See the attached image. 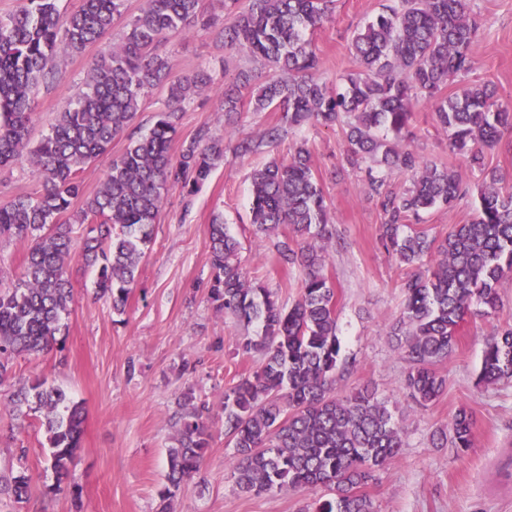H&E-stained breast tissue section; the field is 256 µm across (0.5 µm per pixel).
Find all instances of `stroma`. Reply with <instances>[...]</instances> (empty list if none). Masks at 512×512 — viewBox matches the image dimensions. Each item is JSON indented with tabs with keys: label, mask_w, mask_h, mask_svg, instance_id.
I'll list each match as a JSON object with an SVG mask.
<instances>
[{
	"label": "stroma",
	"mask_w": 512,
	"mask_h": 512,
	"mask_svg": "<svg viewBox=\"0 0 512 512\" xmlns=\"http://www.w3.org/2000/svg\"><path fill=\"white\" fill-rule=\"evenodd\" d=\"M383 3L337 0L331 21L314 33L328 87L356 68L352 39ZM471 6L481 28L472 48L476 68L467 80L492 83L499 101L512 104V0H471ZM201 10L214 18V26L173 33L165 44L171 79L200 72L211 77L209 90L186 104L172 148L180 150L182 142L205 129L221 140L224 159L194 193L175 188L165 196L124 313L114 312L109 300L96 295L90 268L78 260L71 263L73 301L63 351L18 355L11 366L15 382L44 379L83 403L86 421L74 469L82 506L74 508L65 493L45 494L53 478L44 471L48 447L39 418L30 416L28 428L13 435L10 416L0 406V473L22 466L32 478L30 500L1 497L0 512H158L166 450L175 444L174 415L189 390L212 408V440L200 472L173 499L172 512H310L320 490L256 496L240 493L233 483L234 450L224 438V391L258 366V354L238 347L256 329L216 310L208 297L213 277L208 226L219 214L240 243L239 259L249 278L274 291L280 304L291 305L297 298V274L282 269L273 238L256 234L247 214L252 170L270 159L289 157L303 139L313 152L332 229L342 240L330 248L326 269L336 288L347 360L337 390L345 394L366 384L374 387L404 429L398 458L376 472L364 493L379 512H512V477L503 469L512 455V380L492 385L479 380L487 336L512 326V277L499 286L501 306L495 315L472 314L462 323L453 357L439 367L448 378L445 393L428 407L417 405L404 384L409 362L388 336L402 307L404 270L377 241L381 211L367 192L365 170L348 162L341 129L319 126L286 132L258 153L236 157L238 139L258 136L279 115L241 113L234 135H225L224 81L241 69L261 79L274 70L225 49L219 28L223 0H201ZM96 52L92 45L78 55L60 53L61 79L40 84L35 93L31 144L49 133L57 113L84 87ZM413 132L412 149L456 168L472 190L454 208L424 214L422 229L443 237L453 225L473 219L474 192L482 176L449 150L430 102L416 106ZM462 408L474 421L471 448L461 453L435 446L433 433Z\"/></svg>",
	"instance_id": "1"
}]
</instances>
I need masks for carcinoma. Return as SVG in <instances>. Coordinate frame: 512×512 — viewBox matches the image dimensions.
Returning a JSON list of instances; mask_svg holds the SVG:
<instances>
[{
    "instance_id": "cac0c4a2",
    "label": "carcinoma",
    "mask_w": 512,
    "mask_h": 512,
    "mask_svg": "<svg viewBox=\"0 0 512 512\" xmlns=\"http://www.w3.org/2000/svg\"><path fill=\"white\" fill-rule=\"evenodd\" d=\"M59 0H22L0 16V167L30 155L41 179L35 193L0 202V237L29 243L21 277L0 284V387L10 378V359L38 354L58 344L63 317L73 299L68 267L78 259L94 268L97 294L125 310L139 263L152 239L165 195L205 182L223 158L222 144L202 131L170 153L184 104L206 90L200 74L169 81L162 51L169 32L203 21L200 0H141L120 44L105 42L125 0H81L62 14ZM335 0H224V47L272 66L278 76L256 83L240 71L224 83L227 123L238 115L281 113L278 124L258 138H244L236 154H255L288 129L341 126L348 160L369 158L379 169L410 174L401 192L385 188L368 173V188L384 213L379 241L407 269L400 317L389 336L410 360L405 386L426 407L447 389L437 365L457 344L460 324L474 306L490 316L500 307L498 287L512 275V176L485 164V152L512 134V107L497 103L490 83H467L443 93L452 77L475 67L471 45L479 28L470 0H387L382 11L354 37L356 70L336 92L320 79L322 60L311 35L334 11ZM99 46L85 88L58 113L51 132L28 149V126L38 85L59 79L58 52ZM168 86L164 107L149 131L130 138L112 158L99 189L84 196V166L108 154L112 141L136 118L145 92ZM252 88L250 99L242 90ZM434 103L436 124L448 133V147L482 175L475 218L456 224L442 239L412 222L430 209H449L470 194L457 170L426 161L405 141L419 98ZM250 224L264 236L288 225L274 244L280 265L299 273L297 299L286 308L273 292L252 281L238 258L239 243L221 217L209 224L214 270L208 289L217 310L259 331L241 343L261 356L253 373L224 391V436L234 448L231 477L238 491L262 495L284 488H322L313 512H377L360 489L404 447V432L375 389L364 385L336 392L343 376L337 334L336 289L325 272L331 240L327 200L306 144L287 159H272L254 172ZM82 200L76 211L74 201ZM71 213L68 220L60 217ZM80 225V231L74 225ZM512 378V327L498 328L486 341L480 379ZM15 428L31 414L44 415L49 451V492L80 499L72 468L83 434L84 409L60 386L22 385L7 392ZM210 407L193 392L183 394L176 446L168 449L159 512H169L181 486L200 471L212 437ZM439 444L467 449L473 419L459 409L434 433ZM18 502L32 494L31 478L0 476V495Z\"/></svg>"
}]
</instances>
